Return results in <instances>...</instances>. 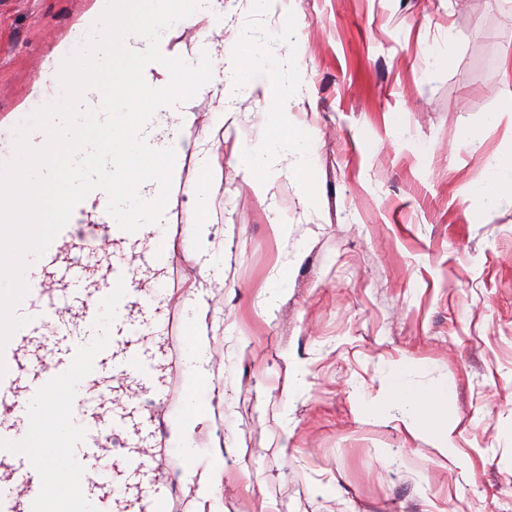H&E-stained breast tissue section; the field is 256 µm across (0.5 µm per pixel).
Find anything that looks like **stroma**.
<instances>
[{"label":"stroma","mask_w":512,"mask_h":512,"mask_svg":"<svg viewBox=\"0 0 512 512\" xmlns=\"http://www.w3.org/2000/svg\"><path fill=\"white\" fill-rule=\"evenodd\" d=\"M95 7L0 0V150ZM159 48L213 70L148 124L180 139L163 212L95 253L53 242L102 275L68 311L106 346L84 416L112 447L99 512L139 489L133 512H512V185L483 190L512 153V0H200ZM285 55L297 80L264 96ZM285 129L310 166L249 169ZM404 366L407 393H448L412 428L388 394Z\"/></svg>","instance_id":"stroma-1"}]
</instances>
